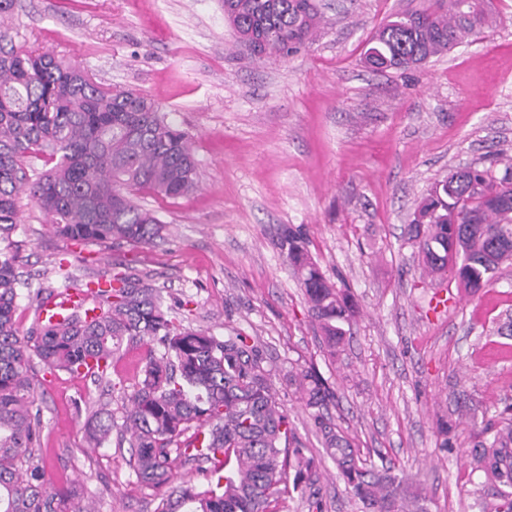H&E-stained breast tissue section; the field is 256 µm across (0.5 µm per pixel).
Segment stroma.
<instances>
[{
    "mask_svg": "<svg viewBox=\"0 0 512 512\" xmlns=\"http://www.w3.org/2000/svg\"><path fill=\"white\" fill-rule=\"evenodd\" d=\"M428 0H319L314 41L287 57L250 60L224 0H17L14 45L38 47L114 89H132L184 130L198 183L140 204L165 238L134 248L57 234L21 199L10 241L32 282L66 265L78 284L128 272L162 288L186 326L250 336L273 367L272 391L298 435L318 447L288 380L316 365L336 392L331 413L367 463L390 461L422 512H476L481 473L462 449L478 422L512 404V264L470 294L431 280L407 240L427 190L452 168L512 156V0L492 27L408 71H375L367 42L391 15ZM290 225L355 315L336 360L324 352L299 278L281 245ZM144 350L127 347L106 380L35 362L47 478L77 483L96 512H154L127 448L93 447L82 411L121 412L118 377ZM450 448H443V440Z\"/></svg>",
    "mask_w": 512,
    "mask_h": 512,
    "instance_id": "1",
    "label": "stroma"
}]
</instances>
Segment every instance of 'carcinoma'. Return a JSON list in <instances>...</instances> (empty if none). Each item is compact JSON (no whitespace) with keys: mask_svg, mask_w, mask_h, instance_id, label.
Wrapping results in <instances>:
<instances>
[{"mask_svg":"<svg viewBox=\"0 0 512 512\" xmlns=\"http://www.w3.org/2000/svg\"><path fill=\"white\" fill-rule=\"evenodd\" d=\"M493 0H435V7L397 13L383 22L365 53L376 70H407L448 52L491 23ZM224 15L250 58L289 55L322 22L314 0H224ZM0 30V512H69L73 484L56 490L40 454L43 422L31 362L97 378L124 344L142 342L121 417L107 405L90 411L96 447L112 431L129 434L136 478L158 498L155 512H280L299 495L309 512H324L318 462L295 433L271 387L263 350L236 332L224 338L183 326L163 291L120 276L85 284L92 303L51 324L34 318L20 333V303L54 291L18 270L8 244L24 194L51 216L57 232L84 243L151 245L164 224L134 200L146 190L178 198L197 184L187 133L166 121L153 100L105 88L85 70L39 48H5ZM411 240L428 274L451 273L476 292L497 281L512 261V159L448 171L422 197ZM287 260L298 273L331 358L352 305L322 275L295 229L281 227ZM325 455L345 489L370 512H400L406 498L392 467L367 465L329 413L334 393L315 366L290 376ZM487 439L467 450L485 484L478 512H512V404ZM201 462L196 482H175L173 459Z\"/></svg>","mask_w":512,"mask_h":512,"instance_id":"cac0c4a2","label":"carcinoma"}]
</instances>
